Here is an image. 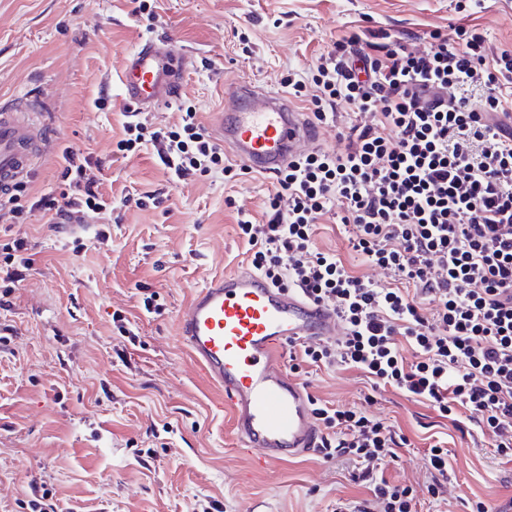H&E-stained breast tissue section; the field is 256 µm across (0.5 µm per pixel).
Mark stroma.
I'll list each match as a JSON object with an SVG mask.
<instances>
[{
    "label": "stroma",
    "instance_id": "stroma-1",
    "mask_svg": "<svg viewBox=\"0 0 512 512\" xmlns=\"http://www.w3.org/2000/svg\"><path fill=\"white\" fill-rule=\"evenodd\" d=\"M154 24L134 0H0V101L22 94L50 102L52 147L27 182L20 218L0 215V243L28 237L32 270L0 307V512H31L34 491L55 512H331L365 488L345 467L312 452L263 466L237 437L223 392L190 359L177 319L213 276L248 266L238 212L262 217L270 176L222 172L172 181L154 148L114 154L127 111L120 96L125 56L149 37L191 64L179 97L207 133L228 112L237 83L280 89L350 29H383L410 50L437 31L479 25L490 54L512 50V0H157ZM70 147L101 161L109 207L85 214L82 251L30 205L58 192L57 157ZM162 191L164 208L122 206V194ZM107 240H99V232ZM315 246L356 275L385 285L387 271L358 257L333 215L316 225ZM156 295L160 312L143 299ZM283 370L312 398L385 419L408 440L384 476L413 485L422 512H487L512 498L504 462L471 424L456 427L428 404L375 386L356 369L317 368L284 357ZM447 440L448 480L429 499L425 453Z\"/></svg>",
    "mask_w": 512,
    "mask_h": 512
}]
</instances>
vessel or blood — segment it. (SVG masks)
Returning a JSON list of instances; mask_svg holds the SVG:
<instances>
[{
	"instance_id": "obj_1",
	"label": "vessel or blood",
	"mask_w": 512,
	"mask_h": 512,
	"mask_svg": "<svg viewBox=\"0 0 512 512\" xmlns=\"http://www.w3.org/2000/svg\"><path fill=\"white\" fill-rule=\"evenodd\" d=\"M185 56L147 39L124 62L123 100L138 109L154 108L179 94ZM247 100L241 112L225 113L217 124L219 142L251 170L272 174L315 142L316 131L280 91L239 86ZM37 113L21 101L0 106V187L33 177V165L49 139ZM332 306L312 303L296 290L272 285L249 269L211 278L178 316L180 338L192 361L224 393L235 430L244 444L260 451V461L275 465L308 453L320 436L305 385L281 368L287 346L321 342L337 332Z\"/></svg>"
}]
</instances>
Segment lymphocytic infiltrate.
<instances>
[{
	"mask_svg": "<svg viewBox=\"0 0 512 512\" xmlns=\"http://www.w3.org/2000/svg\"><path fill=\"white\" fill-rule=\"evenodd\" d=\"M457 36L451 45L433 33L425 50L411 51L381 30L367 53L354 31L316 58L309 79L284 77L296 99L307 84L316 87L307 104L312 124L336 125L342 102L356 121L343 151L314 150L273 174L266 223L243 214L237 224L256 271L336 309L342 338L302 344L303 362L355 368L451 420L468 416L512 458V136L499 119L512 112V50L488 55L475 27H459ZM450 88L458 96L445 98ZM173 108L179 122L167 131L126 122L117 151L159 146L181 181L231 172L196 109ZM102 171L100 161L64 148L61 191L34 208L49 224L101 209ZM330 212L351 226L352 250L388 271L392 286L315 247L313 227ZM33 264L27 238L0 245V306ZM313 412L324 459L372 488L371 498L337 500L333 512H419L413 489L389 485L382 473L405 437L359 410L317 403Z\"/></svg>",
	"mask_w": 512,
	"mask_h": 512,
	"instance_id": "f902f5d3",
	"label": "lymphocytic infiltrate"
}]
</instances>
